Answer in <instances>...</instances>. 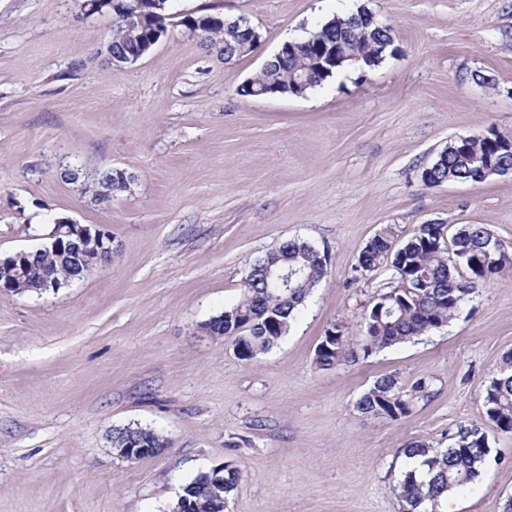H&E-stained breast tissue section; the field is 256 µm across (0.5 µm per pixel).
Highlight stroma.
<instances>
[{"mask_svg": "<svg viewBox=\"0 0 512 512\" xmlns=\"http://www.w3.org/2000/svg\"><path fill=\"white\" fill-rule=\"evenodd\" d=\"M360 5L396 34L377 67L240 95L284 42ZM205 9L248 18L259 48L228 63L204 49L181 21ZM111 33L85 0H0V253L58 218L118 246L64 288L0 294V512H173L224 465L240 472L226 512H401V448L474 425L491 453L458 512H503L512 432L483 395L512 355V268L421 341L326 369L315 350L335 324L361 335L392 272L355 266L385 225L403 242L433 221L512 242V175L422 180L456 136L512 135V0H171L165 36L126 66L106 59ZM73 168L135 182L101 204ZM297 237L328 252L327 275L278 345L241 359L204 325L240 300L249 262ZM384 375L428 381L408 416L357 412ZM129 424L169 449L120 457L110 435Z\"/></svg>", "mask_w": 512, "mask_h": 512, "instance_id": "1", "label": "stroma"}]
</instances>
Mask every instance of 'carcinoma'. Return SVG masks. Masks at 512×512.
I'll list each match as a JSON object with an SVG mask.
<instances>
[{"label": "carcinoma", "instance_id": "obj_1", "mask_svg": "<svg viewBox=\"0 0 512 512\" xmlns=\"http://www.w3.org/2000/svg\"><path fill=\"white\" fill-rule=\"evenodd\" d=\"M167 2L159 0L140 10L137 0H108L112 8V28L126 33L125 38L112 41V54L132 57L144 42L166 31ZM220 18L222 15L218 13L204 12L190 20L183 19V26L205 48H220L223 57L229 58L232 49L227 44L221 45L226 34L221 26L212 23ZM393 38L395 32L391 26H372L362 29L358 38L348 43V49L374 63L373 48ZM345 39L346 34L336 20H329L307 37L310 48L303 49L300 42L295 41L288 53L272 57L259 73L257 87L269 86L279 93L292 95L300 81L307 82L310 89L321 85L332 76L333 69L316 67L313 58L316 47ZM488 157L499 162L505 160L486 139L452 140L448 143V159L442 169L433 174L432 183L474 182L476 169ZM397 237L396 227L388 225L360 253L355 271L363 275L387 266L392 270L391 281L364 304L361 336L351 338L338 328L336 337H325L329 351H315L318 366L337 365L356 357L359 352L369 356L448 325L470 295L506 267L504 263L488 262L490 234L481 224H464L450 238L445 236L442 224L420 225L402 245L396 244ZM29 262L36 267L53 268L61 276L69 274L68 264L54 253L32 252ZM285 268L295 272L291 288L287 290L280 287L277 279L278 272ZM326 271L327 265L319 259L318 249L313 244L301 238L282 241L249 266L242 280L241 300L224 310V319L216 323L213 336L232 339L237 355L244 360L268 352L288 333L310 291L324 278ZM271 315L277 322H269ZM505 364L507 368L486 386L483 407L487 419L497 429L512 432V356L506 358ZM427 388L428 382L419 379L410 392L405 393L397 377L385 375L362 394L356 409L365 417L396 419L408 415L416 395ZM132 438L157 447L165 441L162 434L148 427L112 430L115 447ZM490 452L487 436L468 427L460 428L454 441L444 450L424 442L407 445L402 455L408 461L421 460L426 473L419 478L416 469L408 465L402 479L393 486L402 512H442V497L475 481ZM238 480L239 471L226 466L216 474L199 475L187 489L198 512H225Z\"/></svg>", "mask_w": 512, "mask_h": 512}]
</instances>
